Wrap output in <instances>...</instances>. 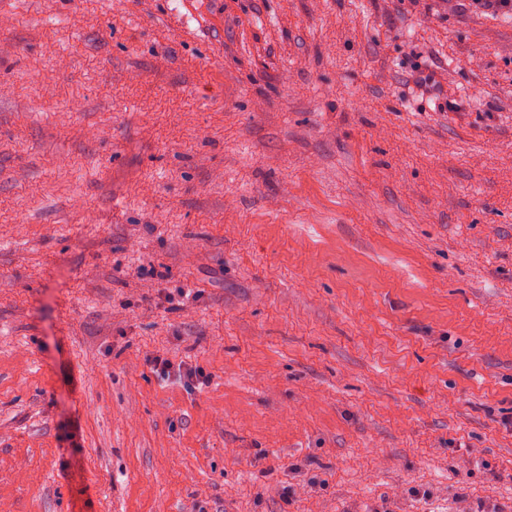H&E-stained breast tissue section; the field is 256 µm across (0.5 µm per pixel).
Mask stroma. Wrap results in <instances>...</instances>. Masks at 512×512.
I'll return each mask as SVG.
<instances>
[{
  "instance_id": "obj_1",
  "label": "stroma",
  "mask_w": 512,
  "mask_h": 512,
  "mask_svg": "<svg viewBox=\"0 0 512 512\" xmlns=\"http://www.w3.org/2000/svg\"><path fill=\"white\" fill-rule=\"evenodd\" d=\"M0 512H512V18L0 0Z\"/></svg>"
}]
</instances>
